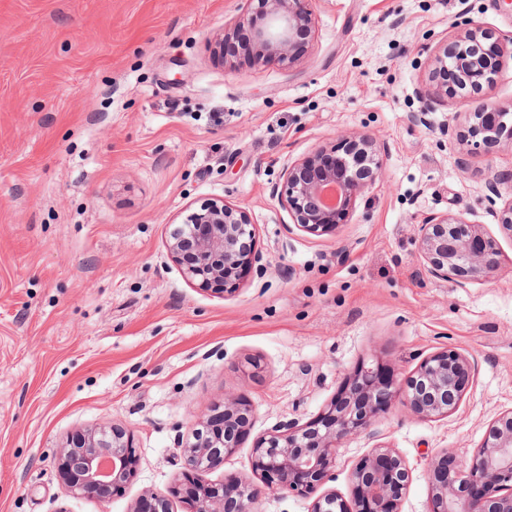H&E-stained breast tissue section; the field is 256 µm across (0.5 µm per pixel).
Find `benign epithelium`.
Returning <instances> with one entry per match:
<instances>
[{"label":"benign epithelium","mask_w":512,"mask_h":512,"mask_svg":"<svg viewBox=\"0 0 512 512\" xmlns=\"http://www.w3.org/2000/svg\"><path fill=\"white\" fill-rule=\"evenodd\" d=\"M247 15L237 21L251 31L253 62L293 63L301 36L312 32L308 0H250ZM503 39L496 32L470 24L463 36L435 56L433 80L437 93L448 92L441 73L452 71L455 90L463 97L489 96L499 72ZM509 113L491 103L466 113L460 136L470 151L493 154L512 144ZM382 155L368 135H352L324 146L285 167L281 187L272 194L288 207L293 224L322 235L344 223L357 198L372 186L382 170ZM340 190L339 203L326 205L328 187ZM500 230L512 237V198L495 212ZM167 248L185 279L202 289L224 287L240 279L259 262L255 229L246 212L222 199H207L170 230ZM418 253L430 276L463 287L496 271L500 254L479 225L462 214H431L420 224ZM475 363L448 347L425 357L403 387L380 381L379 366L363 365L341 392L312 422H290L260 437L252 455L259 482L226 486L206 478L208 472L238 447L250 421V405L224 400V424L197 428L184 447L187 479L166 497L142 495L131 512H172L171 499L183 512H258L268 491L314 494L310 512H401L410 469L394 449H372L350 472L353 498L322 490L334 479L341 444L368 430L381 409L395 399L421 419H441L454 413L473 382ZM133 439L126 430L90 431L67 441L57 461L64 485L76 495L108 499L112 491L135 475ZM430 512H512V410L501 414L475 450L469 463H458L444 449L430 463Z\"/></svg>","instance_id":"obj_1"}]
</instances>
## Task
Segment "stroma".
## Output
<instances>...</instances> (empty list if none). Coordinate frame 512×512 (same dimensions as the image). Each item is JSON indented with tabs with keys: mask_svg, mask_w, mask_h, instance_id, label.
<instances>
[{
	"mask_svg": "<svg viewBox=\"0 0 512 512\" xmlns=\"http://www.w3.org/2000/svg\"><path fill=\"white\" fill-rule=\"evenodd\" d=\"M292 64L214 56L246 0H0V512H129L168 494L183 447L224 399L252 416L209 478H252L255 440L315 418L359 366L404 384L445 347L475 361L447 418L399 403L337 450L330 489L379 445L410 468L402 512H429L428 463L470 460L512 410V238L493 216L512 148L466 154L447 129L476 98L433 97L440 46L471 21L512 34V0H309ZM425 121H417L418 113ZM381 146L380 178L315 236L271 193L289 162L342 136ZM241 207L260 266L221 294L166 246L206 199ZM461 213L502 264L458 287L417 251L431 213ZM134 434L135 478L101 502L56 463L75 431Z\"/></svg>",
	"mask_w": 512,
	"mask_h": 512,
	"instance_id": "1",
	"label": "stroma"
}]
</instances>
